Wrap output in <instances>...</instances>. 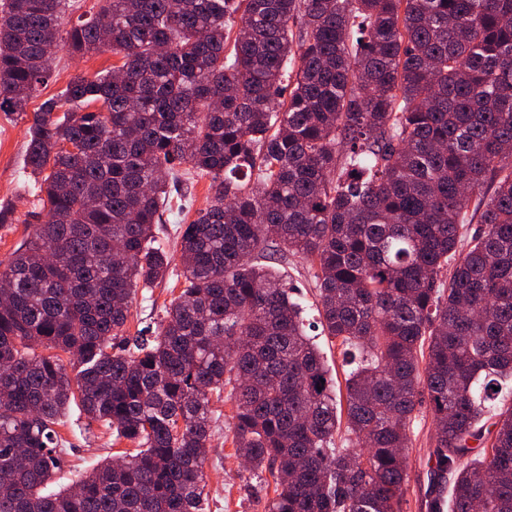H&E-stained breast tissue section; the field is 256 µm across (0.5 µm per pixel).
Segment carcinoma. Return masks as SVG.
<instances>
[{"instance_id":"cac0c4a2","label":"carcinoma","mask_w":512,"mask_h":512,"mask_svg":"<svg viewBox=\"0 0 512 512\" xmlns=\"http://www.w3.org/2000/svg\"><path fill=\"white\" fill-rule=\"evenodd\" d=\"M74 6L0 0V112L27 114L51 46L122 60L28 128L47 220L0 261V512H206L215 399L267 512H404L424 402L450 489L428 512H512V0ZM194 172L216 192L176 258L156 225ZM290 253L349 349L343 414L272 266ZM176 263L179 294L126 335ZM73 403L132 448L51 492Z\"/></svg>"}]
</instances>
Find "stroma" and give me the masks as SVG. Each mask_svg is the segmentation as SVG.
Wrapping results in <instances>:
<instances>
[{"instance_id": "1", "label": "stroma", "mask_w": 512, "mask_h": 512, "mask_svg": "<svg viewBox=\"0 0 512 512\" xmlns=\"http://www.w3.org/2000/svg\"><path fill=\"white\" fill-rule=\"evenodd\" d=\"M56 63L54 76L43 89V96L57 94L77 72L92 74L109 69L120 65L121 59L109 53L73 56L61 50L57 53ZM30 122V117L0 112V207L12 212L11 223L0 224V261L8 260L30 233L32 225L45 219L37 200L38 189L24 175ZM214 192L213 181L207 176L194 177L187 191L172 192L169 208L163 214L160 241L173 244L179 225L189 223L197 211L207 207ZM179 289L180 283L173 275L143 289L128 324L129 335H136L139 329L156 318L163 303L176 296ZM214 410L218 427L205 465L208 512H265L268 491L264 482L260 477L244 472L232 445L231 406L219 402ZM57 431L67 450L57 475V484L61 487L69 485L73 473L87 470L102 459L117 457L128 447L126 441L114 440L111 434L95 424L78 429L64 424L58 426ZM433 433L432 415L428 408H421L413 425L411 444L406 450L410 462L406 512H427L423 503L430 492L428 448Z\"/></svg>"}]
</instances>
